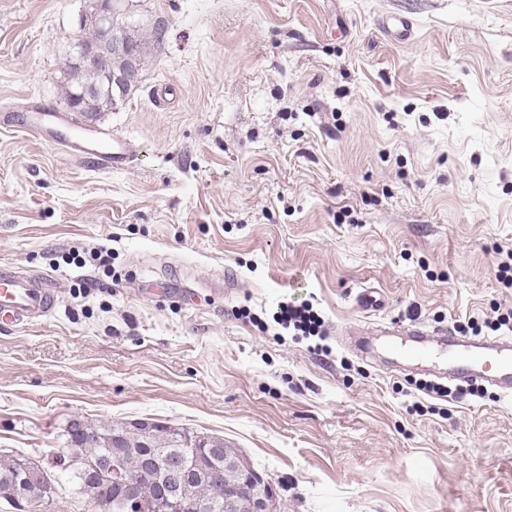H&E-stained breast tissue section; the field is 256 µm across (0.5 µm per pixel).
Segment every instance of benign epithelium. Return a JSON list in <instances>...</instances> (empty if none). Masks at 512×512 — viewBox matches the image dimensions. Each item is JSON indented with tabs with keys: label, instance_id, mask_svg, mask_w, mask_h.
<instances>
[{
	"label": "benign epithelium",
	"instance_id": "1",
	"mask_svg": "<svg viewBox=\"0 0 512 512\" xmlns=\"http://www.w3.org/2000/svg\"><path fill=\"white\" fill-rule=\"evenodd\" d=\"M93 7L101 27H109L116 12V0H96ZM67 60L85 66L101 64L96 47L80 35L73 39ZM68 445V452L53 463L28 459L17 468L15 482L22 495L20 508L25 510L33 503L50 501L58 490L62 473L84 470L90 474L100 472L119 488V502L115 504L101 497L99 488L93 482L79 489L94 503L98 512H110L113 507L123 512H204L202 503L172 490L174 486L182 488L188 484L191 475L187 466L170 464L161 457L149 455L142 459L139 470L133 472L125 468L120 456L115 455L100 467L89 431L78 442L68 437ZM224 468L232 469V475L237 477L236 494L224 501L225 512H279L280 506L272 485L244 458L236 456ZM157 475L166 482L160 484L159 498L148 501L140 493L141 484L143 480Z\"/></svg>",
	"mask_w": 512,
	"mask_h": 512
}]
</instances>
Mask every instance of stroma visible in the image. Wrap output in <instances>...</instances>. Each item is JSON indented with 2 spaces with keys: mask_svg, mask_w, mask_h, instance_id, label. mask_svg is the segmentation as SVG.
I'll list each match as a JSON object with an SVG mask.
<instances>
[{
  "mask_svg": "<svg viewBox=\"0 0 512 512\" xmlns=\"http://www.w3.org/2000/svg\"><path fill=\"white\" fill-rule=\"evenodd\" d=\"M91 2L0 0V108L66 111ZM119 8L164 28L100 120L128 168L0 123V265L57 291L0 331V454L65 453L74 417L146 421L224 438L283 512H512V401L430 396L341 338L512 308V0ZM98 245L112 275L68 262ZM284 302L321 313L331 356L275 339Z\"/></svg>",
  "mask_w": 512,
  "mask_h": 512,
  "instance_id": "1",
  "label": "stroma"
}]
</instances>
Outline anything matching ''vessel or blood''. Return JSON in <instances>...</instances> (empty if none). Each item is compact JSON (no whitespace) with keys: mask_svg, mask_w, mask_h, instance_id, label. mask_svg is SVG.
Listing matches in <instances>:
<instances>
[{"mask_svg":"<svg viewBox=\"0 0 512 512\" xmlns=\"http://www.w3.org/2000/svg\"><path fill=\"white\" fill-rule=\"evenodd\" d=\"M18 120L31 132L44 138L55 135L57 125L67 123V114L48 111L38 104L29 105ZM76 155L97 168L120 170L132 160L129 143L118 137L103 138L94 128L77 127L68 140ZM56 306L52 289L43 281L15 272H0V329L28 325L49 316ZM393 365L408 364L424 371H441L468 383L495 386L501 396L512 399V336L491 339L464 337L451 331H432L421 325L390 330L382 345Z\"/></svg>","mask_w":512,"mask_h":512,"instance_id":"b4317fda","label":"vessel or blood"}]
</instances>
